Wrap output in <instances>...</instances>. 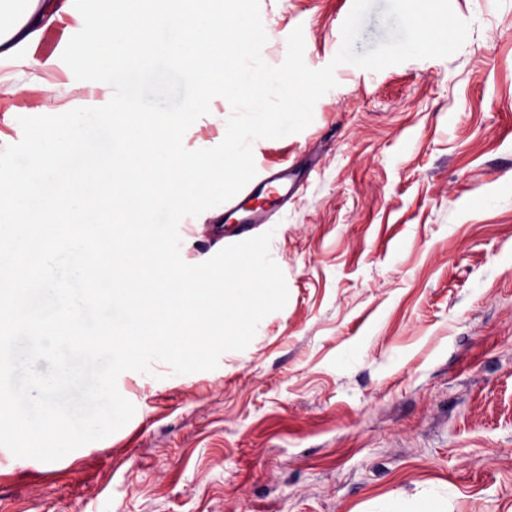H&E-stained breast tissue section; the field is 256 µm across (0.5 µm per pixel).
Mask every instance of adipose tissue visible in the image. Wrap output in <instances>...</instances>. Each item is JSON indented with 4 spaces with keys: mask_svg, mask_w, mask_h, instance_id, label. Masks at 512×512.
I'll return each mask as SVG.
<instances>
[{
    "mask_svg": "<svg viewBox=\"0 0 512 512\" xmlns=\"http://www.w3.org/2000/svg\"><path fill=\"white\" fill-rule=\"evenodd\" d=\"M190 11L160 10L132 12L119 17L114 7L88 8V0H0V66H19L22 79L0 80V117L11 120L26 93L49 89L73 93L70 112L92 113L103 126H111L112 115H137L139 103L132 90L133 73L142 68L156 78L174 77L176 93L187 112H211L224 96H240L237 80H225L214 68L224 53V31L233 29L238 51L256 52L257 45L247 33V19H225L223 0H196ZM433 21L417 10L389 22L381 17L356 20L347 36L349 54L364 47V38L377 36L386 46L413 53L420 49L418 33ZM59 33L52 53L40 48L48 31ZM138 39L143 53L129 65L118 64L114 54ZM182 126L169 128L155 138L151 127L137 124L119 130L112 140L97 142L103 157H110V144L120 143L148 151L149 168L129 170L124 183L128 207H137L143 190H150L156 205L170 218L197 213L208 183L239 171L245 157L232 143L223 153L202 158L184 153L179 143ZM68 130H31L27 147L9 161L0 160V210L26 206L50 217L57 207L72 208L81 202L80 188L89 184L88 171L74 166L67 151Z\"/></svg>",
    "mask_w": 512,
    "mask_h": 512,
    "instance_id": "1",
    "label": "adipose tissue"
}]
</instances>
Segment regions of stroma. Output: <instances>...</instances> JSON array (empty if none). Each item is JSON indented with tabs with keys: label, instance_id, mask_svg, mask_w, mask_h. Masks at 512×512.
Instances as JSON below:
<instances>
[{
	"label": "stroma",
	"instance_id": "stroma-1",
	"mask_svg": "<svg viewBox=\"0 0 512 512\" xmlns=\"http://www.w3.org/2000/svg\"><path fill=\"white\" fill-rule=\"evenodd\" d=\"M353 0H260L280 65L302 28L308 67L341 46ZM468 22L447 58L352 65L312 123L253 145L257 170L314 162L270 250L285 307L212 371H126L133 418L44 463L0 447V512H512V0H451ZM52 91L27 93L0 134L78 129ZM187 149L224 122L183 116ZM181 257L207 260L231 224H180ZM360 349L359 358L346 355Z\"/></svg>",
	"mask_w": 512,
	"mask_h": 512
}]
</instances>
